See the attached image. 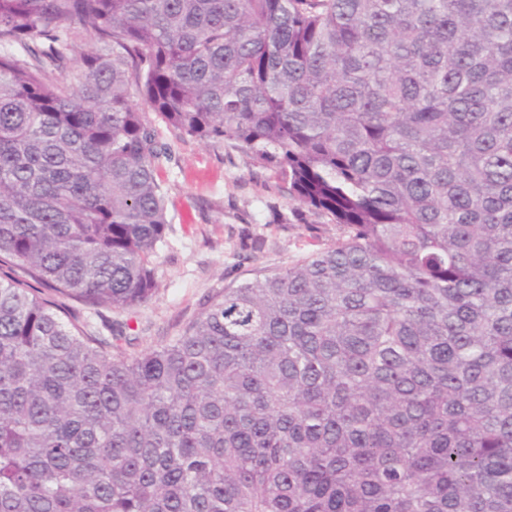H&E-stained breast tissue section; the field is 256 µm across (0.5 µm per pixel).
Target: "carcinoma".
<instances>
[{"label": "carcinoma", "instance_id": "cac0c4a2", "mask_svg": "<svg viewBox=\"0 0 512 512\" xmlns=\"http://www.w3.org/2000/svg\"><path fill=\"white\" fill-rule=\"evenodd\" d=\"M136 97L340 233L114 354ZM0 512H512V0H0Z\"/></svg>", "mask_w": 512, "mask_h": 512}]
</instances>
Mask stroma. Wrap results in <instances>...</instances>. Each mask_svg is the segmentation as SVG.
<instances>
[{
	"label": "stroma",
	"instance_id": "1",
	"mask_svg": "<svg viewBox=\"0 0 512 512\" xmlns=\"http://www.w3.org/2000/svg\"><path fill=\"white\" fill-rule=\"evenodd\" d=\"M147 119L164 150L157 179L168 220L165 241L152 258L155 293L125 311L79 310L99 335L122 330L113 346L128 354L177 335L217 292L288 266L337 234L281 194L272 172L241 150L180 138L152 112Z\"/></svg>",
	"mask_w": 512,
	"mask_h": 512
}]
</instances>
